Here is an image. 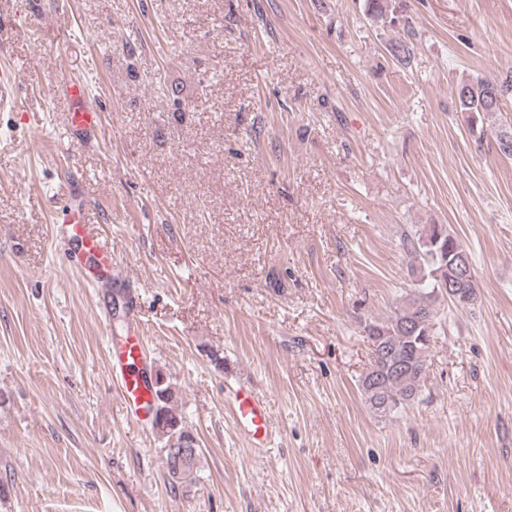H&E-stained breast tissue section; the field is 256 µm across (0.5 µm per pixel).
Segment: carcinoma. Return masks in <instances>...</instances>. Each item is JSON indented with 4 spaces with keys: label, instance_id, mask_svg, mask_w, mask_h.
Segmentation results:
<instances>
[{
    "label": "carcinoma",
    "instance_id": "cac0c4a2",
    "mask_svg": "<svg viewBox=\"0 0 512 512\" xmlns=\"http://www.w3.org/2000/svg\"><path fill=\"white\" fill-rule=\"evenodd\" d=\"M367 16L383 24L399 19L389 0H369ZM512 92V80L478 78L458 85L459 111L469 114L471 130L484 138L485 117L500 109V101ZM414 287L402 303L383 319L365 322L363 333L371 347L372 360L360 377V389L370 411L387 417L414 403L422 394L427 357L439 314L437 302L446 300L456 308H466L478 299L475 276L465 274L472 257L459 239L443 224H430L420 233L402 238ZM453 289H448V286ZM156 411L153 431L164 441V467L172 489H188L197 482L200 455L190 457L177 468L172 449L193 436L182 414L173 405L174 390L166 376L153 378Z\"/></svg>",
    "mask_w": 512,
    "mask_h": 512
}]
</instances>
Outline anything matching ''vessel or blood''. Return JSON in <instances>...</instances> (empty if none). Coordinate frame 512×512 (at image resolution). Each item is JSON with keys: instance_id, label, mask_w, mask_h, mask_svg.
I'll use <instances>...</instances> for the list:
<instances>
[{"instance_id": "vessel-or-blood-1", "label": "vessel or blood", "mask_w": 512, "mask_h": 512, "mask_svg": "<svg viewBox=\"0 0 512 512\" xmlns=\"http://www.w3.org/2000/svg\"><path fill=\"white\" fill-rule=\"evenodd\" d=\"M52 87L69 103L64 116L67 139L75 142L94 137L101 125V112L90 99L86 81L62 76L54 80ZM63 202L56 236L65 245L67 266L83 272L93 284L108 289L121 287L127 277L113 265L112 253L98 224L89 217V205L77 185H68ZM126 307L129 321L126 335L107 342L109 371L127 415L144 420L153 413L152 374L144 353L145 338L136 316L135 300H127ZM227 405L237 434L254 450L266 448L271 415L265 395L252 387L241 386L230 393Z\"/></svg>"}]
</instances>
